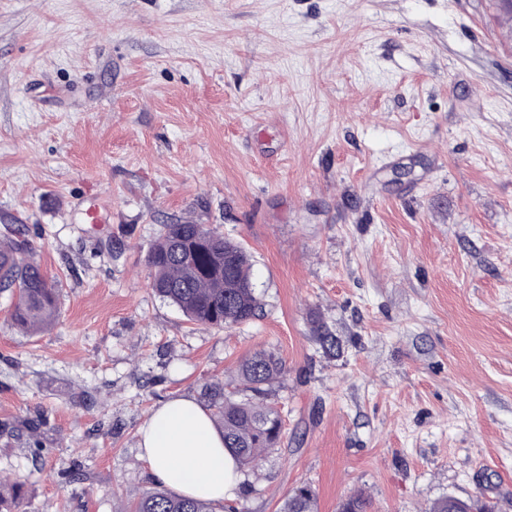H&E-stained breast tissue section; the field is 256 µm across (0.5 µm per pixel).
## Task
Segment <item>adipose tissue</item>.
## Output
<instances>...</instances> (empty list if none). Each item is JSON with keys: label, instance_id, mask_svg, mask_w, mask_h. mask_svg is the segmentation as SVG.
I'll list each match as a JSON object with an SVG mask.
<instances>
[{"label": "adipose tissue", "instance_id": "1", "mask_svg": "<svg viewBox=\"0 0 512 512\" xmlns=\"http://www.w3.org/2000/svg\"><path fill=\"white\" fill-rule=\"evenodd\" d=\"M140 448L152 480L184 496L221 502L241 484L209 412L193 398L157 405L140 428Z\"/></svg>", "mask_w": 512, "mask_h": 512}]
</instances>
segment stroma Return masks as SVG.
Segmentation results:
<instances>
[{"instance_id": "obj_1", "label": "stroma", "mask_w": 512, "mask_h": 512, "mask_svg": "<svg viewBox=\"0 0 512 512\" xmlns=\"http://www.w3.org/2000/svg\"><path fill=\"white\" fill-rule=\"evenodd\" d=\"M104 202L103 221L83 218ZM250 256L262 309L190 323L150 285L165 224ZM60 286L0 293V474L24 512H131L160 403L284 361L278 449L229 504L512 512V22L498 0H0V233ZM317 311L344 342L326 358ZM12 232L0 239V287L16 290L10 312L12 325L22 329L49 326L58 312V284L49 278L40 264L28 257V245ZM16 287V288H12ZM281 512H317V496L308 484L293 487L287 493ZM448 495L435 501L427 512H495L496 505L487 499L459 498ZM457 498V499H458ZM462 506V507H461Z\"/></svg>"}]
</instances>
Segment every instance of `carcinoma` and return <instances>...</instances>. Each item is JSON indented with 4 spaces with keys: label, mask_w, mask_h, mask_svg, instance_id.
Listing matches in <instances>:
<instances>
[{
    "label": "carcinoma",
    "mask_w": 512,
    "mask_h": 512,
    "mask_svg": "<svg viewBox=\"0 0 512 512\" xmlns=\"http://www.w3.org/2000/svg\"><path fill=\"white\" fill-rule=\"evenodd\" d=\"M155 293L173 303L190 321L218 329L248 322L261 309L251 274V260L239 244L203 224H167L149 258ZM0 288L16 292L10 312L12 325L22 329L49 326L58 312V284L40 264L28 257V246L13 234L0 237ZM312 339L329 358H336L342 343L318 314L310 315ZM285 372L275 353L256 351L238 366L239 387L233 391L214 382L204 396L212 418L224 436V447L238 466L250 467L279 447L283 433L281 412L270 390ZM23 484L0 475V512H20ZM133 512H214L211 502L184 497L167 488L143 494ZM281 512H317V496L308 484L287 493ZM339 512H367V499L356 494ZM427 512H496V505L480 498L435 501Z\"/></svg>",
    "instance_id": "1"
}]
</instances>
